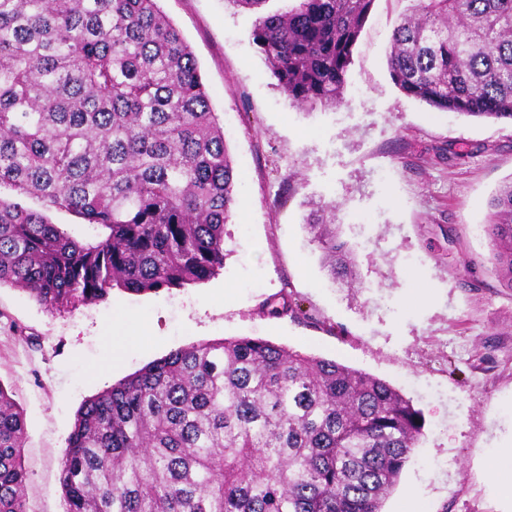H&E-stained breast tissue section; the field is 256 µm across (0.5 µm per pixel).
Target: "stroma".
<instances>
[{
    "label": "stroma",
    "instance_id": "35a3bbf8",
    "mask_svg": "<svg viewBox=\"0 0 512 512\" xmlns=\"http://www.w3.org/2000/svg\"><path fill=\"white\" fill-rule=\"evenodd\" d=\"M410 0H376L342 105L302 108L278 89L228 0H160L224 127L239 193L224 267L200 285L50 311L0 286V385L25 417L29 512H64L59 481L81 404L173 350L259 337L383 379L424 435L382 512H505L481 467L512 446V288L490 260L488 201L512 178V122L407 98L386 53ZM335 205L360 286L336 287L305 228ZM475 260L465 269V260ZM285 298L301 316H271ZM153 330L136 338L139 326Z\"/></svg>",
    "mask_w": 512,
    "mask_h": 512
}]
</instances>
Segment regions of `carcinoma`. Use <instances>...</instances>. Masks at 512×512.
Returning a JSON list of instances; mask_svg holds the SVG:
<instances>
[{
    "label": "carcinoma",
    "instance_id": "carcinoma-1",
    "mask_svg": "<svg viewBox=\"0 0 512 512\" xmlns=\"http://www.w3.org/2000/svg\"><path fill=\"white\" fill-rule=\"evenodd\" d=\"M301 107L336 106L376 0H228ZM386 64L438 111L512 120V0H412ZM92 226L80 240L0 198V285L46 309L209 281L238 205L224 128L158 0H0V186ZM512 288V179L488 202ZM356 287L336 208L307 221ZM388 382L253 337L179 348L83 404L61 462L65 512H382L423 436ZM23 411L0 386V512H27Z\"/></svg>",
    "mask_w": 512,
    "mask_h": 512
}]
</instances>
